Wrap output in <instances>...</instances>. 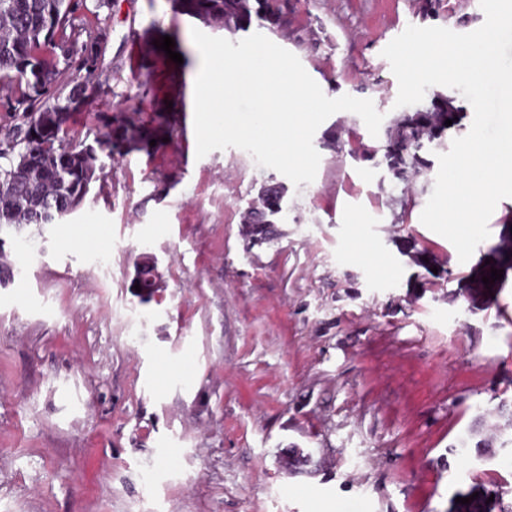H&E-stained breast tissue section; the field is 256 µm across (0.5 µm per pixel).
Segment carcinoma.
I'll use <instances>...</instances> for the list:
<instances>
[{
  "label": "carcinoma",
  "mask_w": 512,
  "mask_h": 512,
  "mask_svg": "<svg viewBox=\"0 0 512 512\" xmlns=\"http://www.w3.org/2000/svg\"><path fill=\"white\" fill-rule=\"evenodd\" d=\"M174 13L236 33L252 24L282 26L279 0H172ZM86 0H0V226L57 224L76 210L101 180L105 160L150 153V141L183 134L182 125L157 113L116 116L95 112L88 130L71 128L79 102L102 89L94 79L104 53L102 34L86 22ZM445 96L401 117L403 129L379 148L380 165L407 181L430 168V146L448 133ZM284 183L265 184L242 216L251 246L272 240L286 219ZM133 281L145 303L159 288L156 265L145 254Z\"/></svg>",
  "instance_id": "cac0c4a2"
}]
</instances>
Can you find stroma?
<instances>
[{"mask_svg": "<svg viewBox=\"0 0 512 512\" xmlns=\"http://www.w3.org/2000/svg\"><path fill=\"white\" fill-rule=\"evenodd\" d=\"M86 3L108 35L90 110H170L186 133L113 160L72 215L4 248L24 271L0 283V512H458L476 492L512 503V447L452 450L512 420L500 409L512 405V259L498 251L512 198L464 265L420 220L437 167L403 186L368 159L403 114L383 49L410 25L478 29L480 0H440L427 19L421 0H288L270 40L327 97L372 100L383 132L347 111L324 121L315 180L289 186L287 221L250 250L242 214L282 175L234 147L197 157L182 104L201 67L198 20L170 0ZM173 28L187 63L146 56ZM423 250L434 267L411 260ZM145 252L160 275L146 304L131 286Z\"/></svg>", "mask_w": 512, "mask_h": 512, "instance_id": "obj_1", "label": "stroma"}]
</instances>
